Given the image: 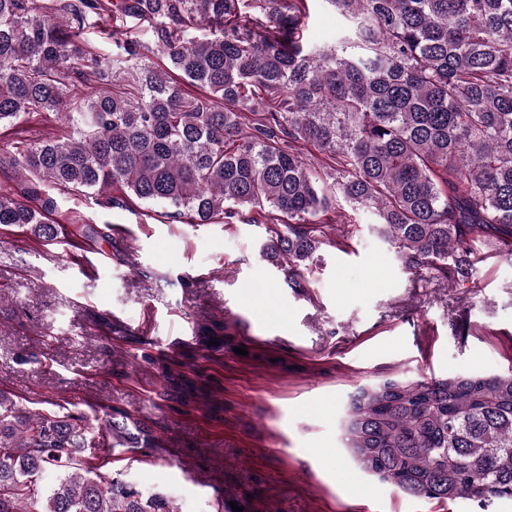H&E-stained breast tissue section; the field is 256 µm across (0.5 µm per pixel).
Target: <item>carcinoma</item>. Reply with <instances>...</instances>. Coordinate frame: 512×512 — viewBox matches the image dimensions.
Listing matches in <instances>:
<instances>
[{"mask_svg": "<svg viewBox=\"0 0 512 512\" xmlns=\"http://www.w3.org/2000/svg\"><path fill=\"white\" fill-rule=\"evenodd\" d=\"M307 2L0 0V125L53 112L75 133L13 147L42 206L1 191L0 225L53 240L45 186L120 185L197 224L280 213L264 251L290 268L313 260L340 197L407 261L468 277L479 246L512 247V0H324L346 21L331 48L301 42ZM115 10L160 26L167 64L105 95L93 88L113 63L82 34ZM194 24L220 34L184 40ZM310 146L326 161H307ZM341 436L362 472L408 496L477 512L512 499V374L360 387ZM94 474L80 424L0 392V512H172Z\"/></svg>", "mask_w": 512, "mask_h": 512, "instance_id": "carcinoma-1", "label": "carcinoma"}]
</instances>
